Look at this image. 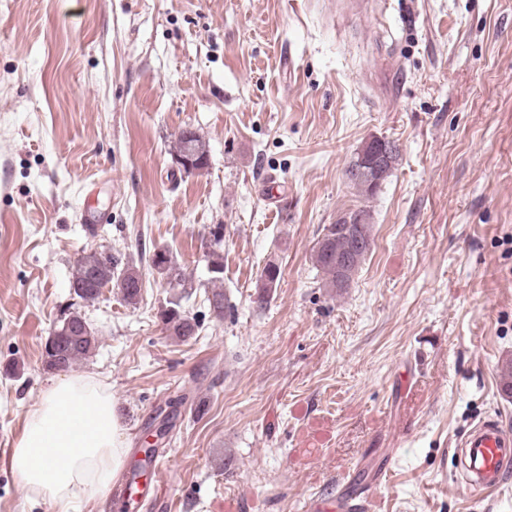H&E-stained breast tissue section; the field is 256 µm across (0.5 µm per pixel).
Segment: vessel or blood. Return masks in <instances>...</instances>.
Segmentation results:
<instances>
[{"instance_id":"vessel-or-blood-1","label":"vessel or blood","mask_w":512,"mask_h":512,"mask_svg":"<svg viewBox=\"0 0 512 512\" xmlns=\"http://www.w3.org/2000/svg\"><path fill=\"white\" fill-rule=\"evenodd\" d=\"M461 454L468 459L469 489L482 494L501 486L512 469V432L499 421L478 422L460 443ZM377 479L357 482L345 479L308 499L306 512H372Z\"/></svg>"}]
</instances>
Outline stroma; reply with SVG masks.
<instances>
[{"label":"stroma","instance_id":"stroma-1","mask_svg":"<svg viewBox=\"0 0 512 512\" xmlns=\"http://www.w3.org/2000/svg\"><path fill=\"white\" fill-rule=\"evenodd\" d=\"M185 128L204 171L177 161ZM374 137L399 157L365 199L346 170ZM356 208L372 246L338 291L314 249ZM90 249L140 271L138 304L73 294ZM175 298L185 342L159 322ZM72 311L129 458L170 419L142 497L74 512H305L387 463L377 512H512V474L471 494L453 453L478 421L512 430V0H0V445L58 379L42 350ZM0 512L53 510L0 459ZM210 235L212 237L210 243V249L207 252L208 258V271L211 274V282L213 283V291L212 298H209L211 307H213L216 316H223L224 314V291L220 288H223L224 281V262L223 257L216 248L220 249L222 242L224 240V227L223 225L216 224L210 230Z\"/></svg>","mask_w":512,"mask_h":512}]
</instances>
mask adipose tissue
<instances>
[{
	"label": "adipose tissue",
	"instance_id": "obj_1",
	"mask_svg": "<svg viewBox=\"0 0 512 512\" xmlns=\"http://www.w3.org/2000/svg\"><path fill=\"white\" fill-rule=\"evenodd\" d=\"M126 457L112 392L88 373L52 383L24 422L10 467L54 512L105 495Z\"/></svg>",
	"mask_w": 512,
	"mask_h": 512
}]
</instances>
